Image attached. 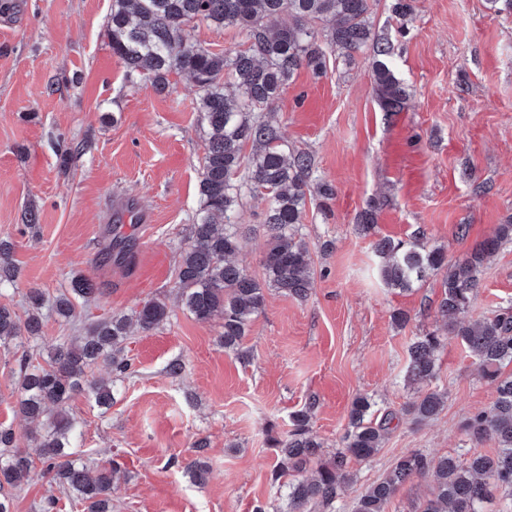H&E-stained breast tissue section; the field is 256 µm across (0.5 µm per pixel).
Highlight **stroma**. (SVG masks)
Here are the masks:
<instances>
[{
    "label": "stroma",
    "instance_id": "35a3bbf8",
    "mask_svg": "<svg viewBox=\"0 0 512 512\" xmlns=\"http://www.w3.org/2000/svg\"><path fill=\"white\" fill-rule=\"evenodd\" d=\"M393 3L375 0L371 22L391 39L410 94L400 111L381 107L366 53L330 56L318 77L300 70L273 106L289 150L311 153L336 195L325 208L308 199L303 217L311 296L267 291L237 353L219 346L220 320H197L174 290L206 144L192 79L171 74L169 93L159 94L130 78L109 43L112 0H0V239L14 242L19 268L0 303L22 317L31 289L51 299L83 276L98 293L77 307L82 319L128 314L157 297L169 308L158 328L132 331L136 374L117 378L109 410L83 394L69 403L85 458L116 456L126 470L112 489L114 512H287L274 441L312 398L311 430L327 456L343 445L356 395L372 397L376 416L399 419L373 459L350 463L345 512L403 452L462 461L495 454L493 443L473 445L461 429L495 389L446 333L440 278L405 293L387 288L373 238L355 224L374 211L378 235L441 246L456 259L512 221V13L488 0H412L413 20L403 25ZM116 197L150 216L119 227L135 241L131 268L99 256ZM30 207L39 216L32 229L23 225ZM265 211L264 200L244 196L247 242L235 260L258 279ZM480 278L469 318L512 307V243L485 261ZM397 309L410 316L405 328L392 323ZM427 332L442 338L436 384L448 399L417 425L404 411L415 397L404 375L410 339ZM27 347L23 335L0 345V422L20 448L32 447L37 431L14 414ZM174 359L183 364L177 377L166 372ZM194 461L206 464L205 480L188 472Z\"/></svg>",
    "mask_w": 512,
    "mask_h": 512
}]
</instances>
